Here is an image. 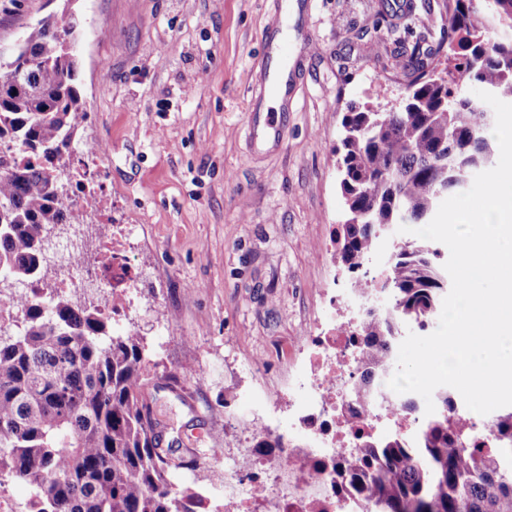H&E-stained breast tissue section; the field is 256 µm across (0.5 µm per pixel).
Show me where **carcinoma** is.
Masks as SVG:
<instances>
[{"mask_svg":"<svg viewBox=\"0 0 512 512\" xmlns=\"http://www.w3.org/2000/svg\"><path fill=\"white\" fill-rule=\"evenodd\" d=\"M447 12L435 47L403 56L415 77L400 109L352 106L342 120L336 152L353 222L338 225L336 243L356 287L380 235L430 222L440 195L492 164V111L469 88L512 98V38H490L512 31V0H448ZM67 39L76 40L72 27L43 19L0 54V277L33 284L47 227L80 220L62 206L79 174L59 179L87 113ZM446 49L444 82L427 71ZM443 259L436 241L393 245L376 283L393 304L359 332L365 367L386 360L400 325L427 329L448 291ZM12 326L0 334V481L32 488L29 512H196L201 497L171 482L182 462L162 447L144 398L152 367L143 337L110 332L98 310L59 292L25 301ZM436 398L443 412L423 421L417 450L387 433L364 441L363 454L376 458L375 512H512V411L486 420L487 444L460 422L448 389Z\"/></svg>","mask_w":512,"mask_h":512,"instance_id":"cac0c4a2","label":"carcinoma"}]
</instances>
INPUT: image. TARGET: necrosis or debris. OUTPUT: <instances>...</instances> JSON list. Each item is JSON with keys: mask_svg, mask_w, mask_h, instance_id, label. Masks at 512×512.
I'll return each instance as SVG.
<instances>
[{"mask_svg": "<svg viewBox=\"0 0 512 512\" xmlns=\"http://www.w3.org/2000/svg\"><path fill=\"white\" fill-rule=\"evenodd\" d=\"M83 196L95 206L85 228L95 230L105 243V262L87 269L81 250L63 246L56 261L63 274L23 286L14 298L42 296L59 290L73 292L93 286L110 289V296L91 297V304L111 317L124 316L131 290L140 274L126 247L131 233L126 225L103 228L100 194L85 179ZM337 315L324 327L304 328L299 338L301 364L293 384L278 390L246 420L244 444L224 455V470L213 477L221 490L224 512H371L367 492L371 462L360 451L363 436L388 432L415 445L425 416L424 408H406L418 394H398L387 382L393 366L366 372L358 362L354 330L376 307L379 289H326ZM364 389L355 398V389Z\"/></svg>", "mask_w": 512, "mask_h": 512, "instance_id": "1", "label": "necrosis or debris"}]
</instances>
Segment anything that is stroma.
<instances>
[{
    "instance_id": "1",
    "label": "stroma",
    "mask_w": 512,
    "mask_h": 512,
    "mask_svg": "<svg viewBox=\"0 0 512 512\" xmlns=\"http://www.w3.org/2000/svg\"><path fill=\"white\" fill-rule=\"evenodd\" d=\"M275 0H0V44L53 14L79 31L87 114L77 142L105 204L134 231L143 272L132 319L157 373L146 400L197 488L192 459L242 445L257 399L286 384L300 323L317 321L320 284L339 264L336 147L349 103L378 108L410 82L395 37L438 38L447 0H314L316 49L280 146L247 145L253 71ZM196 366L203 379L185 377Z\"/></svg>"
}]
</instances>
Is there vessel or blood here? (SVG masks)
I'll return each mask as SVG.
<instances>
[{"label":"vessel or blood","instance_id":"1","mask_svg":"<svg viewBox=\"0 0 512 512\" xmlns=\"http://www.w3.org/2000/svg\"><path fill=\"white\" fill-rule=\"evenodd\" d=\"M281 15L264 38L266 45L258 69L254 74L250 96L253 118L250 126V144L263 151L277 144L283 135L280 112L269 107V100L289 104L294 86L302 74L304 58L312 54L314 44L306 38L305 21L311 10L310 0H280ZM303 44L302 55H293L292 42Z\"/></svg>","mask_w":512,"mask_h":512}]
</instances>
